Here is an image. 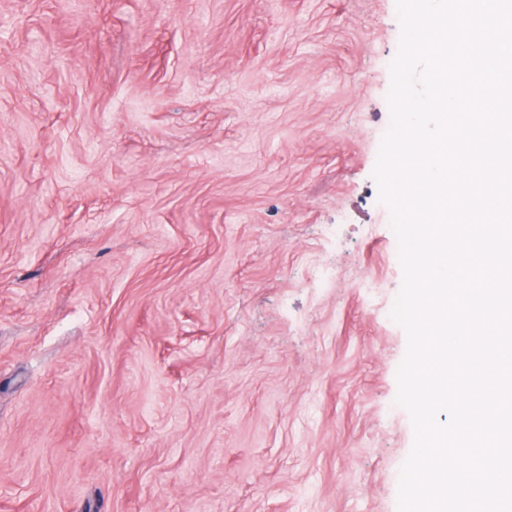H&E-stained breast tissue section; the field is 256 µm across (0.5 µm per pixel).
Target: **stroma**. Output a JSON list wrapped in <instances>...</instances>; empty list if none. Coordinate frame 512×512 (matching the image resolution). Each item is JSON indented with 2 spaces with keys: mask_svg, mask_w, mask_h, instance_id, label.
Here are the masks:
<instances>
[{
  "mask_svg": "<svg viewBox=\"0 0 512 512\" xmlns=\"http://www.w3.org/2000/svg\"><path fill=\"white\" fill-rule=\"evenodd\" d=\"M396 0H0V512H397Z\"/></svg>",
  "mask_w": 512,
  "mask_h": 512,
  "instance_id": "35a3bbf8",
  "label": "stroma"
}]
</instances>
